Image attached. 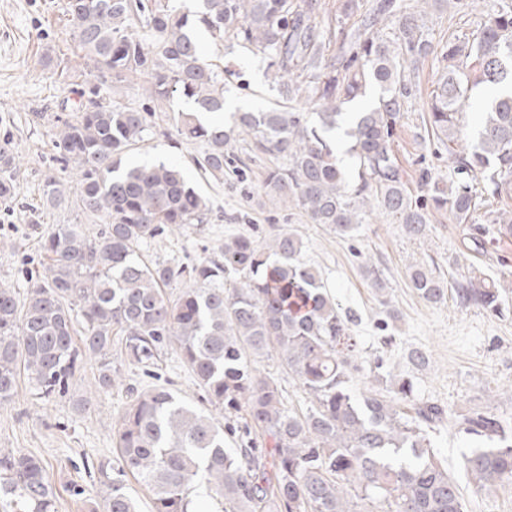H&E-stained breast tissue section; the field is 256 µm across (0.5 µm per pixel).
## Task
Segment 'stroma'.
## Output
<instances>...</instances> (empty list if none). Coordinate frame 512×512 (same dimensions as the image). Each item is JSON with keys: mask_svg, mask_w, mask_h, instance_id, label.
Masks as SVG:
<instances>
[{"mask_svg": "<svg viewBox=\"0 0 512 512\" xmlns=\"http://www.w3.org/2000/svg\"><path fill=\"white\" fill-rule=\"evenodd\" d=\"M378 0H358L359 8L343 16L344 0H319L318 24H330L348 33L365 32L366 18ZM494 0H458L456 7H427L424 20L433 52L412 80V95L397 129L393 149L409 183L421 169L448 180L453 165L446 143L429 133L428 106L444 63L441 55L449 37L471 36L484 22ZM67 0H0V146L15 159L20 194L12 203H0V285L27 290L22 273L27 260L37 259L41 235L54 224H69V206L47 204L42 186L47 178L71 183V174L54 160L60 118L78 102L82 90L98 86L103 99L115 100L150 112L154 134L123 158L133 164L164 160L182 168L196 181L210 203L207 221L166 233L147 249L149 260L170 262L201 256L224 237L244 233L265 241L273 229L297 234L303 258L321 273L341 312L350 319L358 340L357 362L369 366L375 354L386 353L395 373L413 377L418 397L441 404L449 413L488 410L512 426V236L496 232L494 217H512V186L485 201L479 223L486 232L472 241L468 225L456 223L448 211L432 212L423 236H409L402 225L380 213L360 225L354 237L343 239L329 227L310 223L299 210L264 202L261 185L266 158L244 159L226 168L223 183L200 180L193 159L202 144L178 135L174 115L183 103L152 100L145 92L143 74L121 84L100 82L85 51L74 43L66 14ZM204 55L225 69V109H269L282 105L267 62L245 49L218 50L209 32L197 29ZM372 262L384 283L376 291L361 266ZM418 264L447 281L450 291L438 303L419 296L410 283V267ZM478 277L510 283L504 299L507 310L494 315L476 306L459 304L457 283ZM395 311L389 326L396 342L382 349L377 324ZM420 348L429 364L413 368L405 353ZM159 373L178 393L203 405V392L181 362L175 347L163 349ZM141 368L122 364L121 379L106 395L95 392L93 369L76 377L63 395L44 400L28 382L17 396L0 405V448L41 457L56 494L54 512H91L97 504L96 466L115 458L113 425L125 408L127 387L147 385ZM439 458L463 489L466 512H512V484L491 491H475L461 468L472 446L464 433L446 426L432 436ZM82 495H73V488Z\"/></svg>", "mask_w": 512, "mask_h": 512, "instance_id": "1", "label": "stroma"}]
</instances>
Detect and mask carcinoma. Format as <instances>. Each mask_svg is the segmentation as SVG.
<instances>
[{
  "mask_svg": "<svg viewBox=\"0 0 512 512\" xmlns=\"http://www.w3.org/2000/svg\"><path fill=\"white\" fill-rule=\"evenodd\" d=\"M178 11L170 0H67L71 36L106 82L149 76L159 102L177 95L186 104L174 117L187 141L200 142L204 176L224 181L237 145L277 160L263 181L270 202L303 211L313 224L354 237L373 207L422 235L433 209L458 224L476 223L483 197L500 194L512 176V94L491 102L471 138L461 118L479 84L512 86V5L487 15L476 33L448 41L429 106V127L451 151L454 178L445 185L422 170L413 195L393 150L412 93L411 75L431 51L415 13L398 27L377 28L393 13L382 0L367 18L373 30L350 34L348 50L328 57L331 36L311 22L315 3L295 0H200ZM143 17L146 40L131 31ZM214 38L268 60L283 99H313L317 120L294 109L224 112V74L208 62L194 34ZM377 89L368 108L345 122L341 106ZM56 134V160L74 171V190L45 184L46 201L71 202V224H55L40 241L43 272L24 299L0 286V404L13 400L21 377L38 395L63 393L86 365L97 363V392L108 394L121 356L155 377L163 346L181 361L225 415V423L184 401L168 384L127 387L129 401L114 427L117 461L99 464L100 512H139L128 479L148 492L151 512H192L199 480L224 499V512H465L459 483L434 452L431 433L452 421L474 442L462 467L477 489L512 479V431L488 411L448 419L447 411L414 394L412 378L393 374L378 358L375 385L354 395L362 370L357 341L319 271L304 261L302 241L277 230L260 243L245 234L224 238L191 262L150 263L142 251L186 224H202L207 199L176 165H122V155L151 131L150 115L106 103L97 86ZM343 130L357 179L336 158L328 134ZM14 158L0 148V201L15 200ZM98 229L89 232L87 225ZM410 282L428 302L444 300L447 284L419 265ZM181 287L176 295L167 293ZM460 303L503 312L502 291L469 279L456 288ZM273 357L309 399L289 409L277 382L257 366ZM245 410L244 424L238 413ZM259 429L270 449L256 447ZM239 433L240 447L225 434ZM0 488L16 508L50 512L54 492L43 460L0 448Z\"/></svg>",
  "mask_w": 512,
  "mask_h": 512,
  "instance_id": "carcinoma-1",
  "label": "carcinoma"
}]
</instances>
